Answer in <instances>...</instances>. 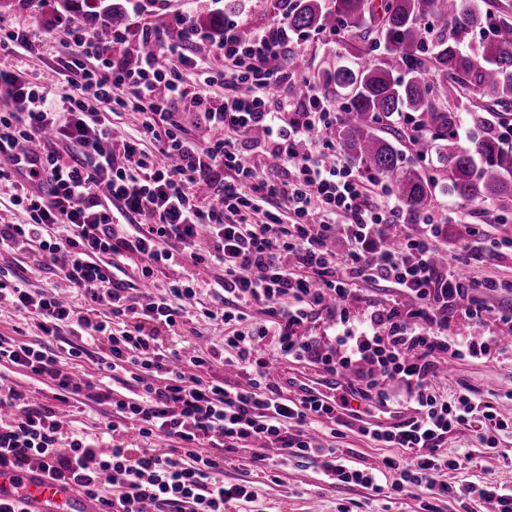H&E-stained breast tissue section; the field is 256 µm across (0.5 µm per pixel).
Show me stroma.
<instances>
[{
  "label": "stroma",
  "mask_w": 512,
  "mask_h": 512,
  "mask_svg": "<svg viewBox=\"0 0 512 512\" xmlns=\"http://www.w3.org/2000/svg\"><path fill=\"white\" fill-rule=\"evenodd\" d=\"M224 10V0H140L137 14L129 15L130 23L139 27H157L166 23L179 28L182 17H206ZM44 16L48 25L63 28L68 15L59 10L55 0H0V30H9L30 14ZM360 43L348 42L326 31H311L299 37V55L303 60L300 69L299 92L308 87L324 89L328 72L334 71L338 62H358L361 57ZM400 148L407 164L436 182L431 206L447 210L451 216L462 209L460 201L450 196L446 172L437 169L432 161L421 160L412 151L409 142H401ZM0 266L23 275L28 287L57 288L56 278L40 265L35 252H19L0 256ZM192 274L205 280L206 286L199 298L200 313L186 318L179 330L184 340L199 343L208 349H222L224 327L220 322L205 318L203 308L217 305L220 298L215 288L222 281L224 271L207 264L169 265L155 270L150 286L157 293H167L169 287L185 275ZM445 373L440 374L437 391L440 395L455 399L460 394L476 398H495L497 411L506 423L503 430L494 433V447L481 441L484 429L480 422L459 427L448 437L446 451L449 456L470 454L473 463L464 470H448L444 480L455 486L468 482H491L512 485V356L493 354L483 359H447ZM324 444L353 449L360 462L375 465L384 457L400 456L397 448L372 441L357 430L342 429L338 438L323 436ZM225 481L252 487L254 496L228 504V512H422L420 498L411 490L389 493L378 497L359 488L334 487L321 481L316 468L307 465L288 464L285 467L257 466L251 463L248 450L232 454L224 467Z\"/></svg>",
  "instance_id": "stroma-1"
}]
</instances>
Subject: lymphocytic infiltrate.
<instances>
[{"mask_svg":"<svg viewBox=\"0 0 512 512\" xmlns=\"http://www.w3.org/2000/svg\"><path fill=\"white\" fill-rule=\"evenodd\" d=\"M65 31L76 52L57 61L52 84L27 81L15 65L0 67V86L10 89V109L0 114V182H9L12 204L30 217L0 224V251L39 248L83 303L0 278V297H10L40 330L31 342L0 335V367L50 381L53 401L109 406L112 419L102 436L90 437L51 404L19 389L0 391V409L8 411L0 416V466L39 465L111 512H224L248 495L246 486L222 478L229 454L247 449L259 464L303 459L330 485L377 495L419 490L425 512L471 494L495 502L497 512H512L511 488L457 489L441 479L449 434L473 418L498 429L495 405L466 394L451 401L434 389L443 356L501 352L497 334L460 336L450 328L459 318L512 324V283L502 285L504 302L492 312L484 301L487 283L453 266L468 264L473 246L490 260L512 241H492L474 224V245L459 249L453 262H437L435 240L447 212H405L383 180L351 167L327 136L341 113L329 111L315 89L294 95L297 52L287 17L246 43L236 24L225 22L216 48L231 66L221 75L192 52L199 30L190 24L178 41L136 26L106 41L76 21ZM132 38L158 49L132 66L115 63V46ZM218 82L224 98L215 101L207 90ZM85 90L92 101L82 98ZM176 103L195 112L205 130H224V138L204 149L179 138ZM101 104L138 112L137 129L113 140ZM257 128L262 137H252ZM46 135L52 141L39 151L38 168L22 173L18 145ZM148 141L155 152L144 150ZM60 142L65 151L57 150ZM339 235L348 243L341 255L329 248ZM132 255L142 260L146 279L180 258L223 267V306L204 315L222 323L231 357L166 350L202 287L188 276L168 295L131 297L114 272ZM363 284L388 285L398 297L351 315L348 306ZM250 303L268 316L255 332L242 325L240 309ZM325 316L336 330L330 347L298 335ZM273 357L322 378L354 371L349 394L383 406L394 403L388 383H400L415 418L390 430L365 421L357 428L403 449V457L366 467L352 450L319 446L313 429L344 427L347 419L297 391L296 378L270 384ZM219 360L244 371L245 383L216 379ZM82 362L90 370L73 372ZM160 436L173 447H153ZM106 483L111 493H103Z\"/></svg>","mask_w":512,"mask_h":512,"instance_id":"obj_1","label":"lymphocytic infiltrate"}]
</instances>
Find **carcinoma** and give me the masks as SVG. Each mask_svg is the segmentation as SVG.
Instances as JSON below:
<instances>
[{
    "label": "carcinoma",
    "instance_id": "obj_1",
    "mask_svg": "<svg viewBox=\"0 0 512 512\" xmlns=\"http://www.w3.org/2000/svg\"><path fill=\"white\" fill-rule=\"evenodd\" d=\"M61 8L79 16L101 39L125 26L127 18L107 0H60ZM297 0L288 23L296 31L342 30L364 39L376 29L370 51L381 57L336 66L328 92L341 101L347 118L339 130L346 155L362 170L382 179L412 214L430 206L434 181L405 165L394 141L377 134L378 125L403 112L416 114L423 134L412 135L413 151L436 159L449 172L448 191L473 207L492 202L512 204V145L481 112L512 105V18L480 6L487 0ZM491 28L479 45L470 43L477 29ZM486 108L468 109L477 133L470 146L455 143L457 113L450 105L469 92Z\"/></svg>",
    "mask_w": 512,
    "mask_h": 512
}]
</instances>
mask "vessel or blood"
I'll use <instances>...</instances> for the list:
<instances>
[{
  "mask_svg": "<svg viewBox=\"0 0 512 512\" xmlns=\"http://www.w3.org/2000/svg\"><path fill=\"white\" fill-rule=\"evenodd\" d=\"M348 378L339 374L329 380L308 384V391L330 403H341L344 418H359L387 429L399 426L413 411L405 407L383 408L346 397ZM15 501L21 512H103L101 503L75 491L63 479L51 478L38 466L17 470L0 467V501Z\"/></svg>",
  "mask_w": 512,
  "mask_h": 512,
  "instance_id": "1",
  "label": "vessel or blood"
}]
</instances>
